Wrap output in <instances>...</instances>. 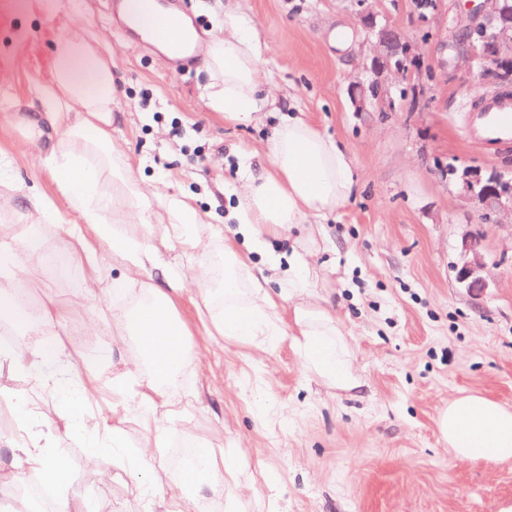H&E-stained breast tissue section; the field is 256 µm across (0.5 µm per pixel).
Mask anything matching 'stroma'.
Returning <instances> with one entry per match:
<instances>
[{
    "mask_svg": "<svg viewBox=\"0 0 512 512\" xmlns=\"http://www.w3.org/2000/svg\"><path fill=\"white\" fill-rule=\"evenodd\" d=\"M201 43L224 33L233 10L253 27L268 95L262 119L225 122L206 106L208 76L201 58L189 73L172 75L155 46L121 34L102 0H75L68 14L45 15L39 0H0V158L13 180L0 184V225L23 224L21 201L36 190L53 205L39 233L48 247L69 233L95 241L96 232L62 197L54 174L33 163L28 137L31 106L54 76L52 47L81 36L112 70V140L132 166L134 180L161 193H179L203 218L199 263L224 260V241L236 226L225 184L238 178L241 152L255 171L268 168L265 144L282 113H303L345 149L358 182L348 203L310 216L267 238V252L287 256L293 242L313 240L310 263L317 295L332 296L354 351L359 386L346 392L310 375L291 334L263 349L212 335L198 293L175 301L196 354V372L181 387L190 403L163 449L157 484L176 479L172 451L204 442L215 457L233 451L247 465L245 512H497L512 502V462L463 463L439 436L440 409L460 392L512 406V215L482 223L479 213L437 170L455 162L486 169L512 159L469 134L479 99L497 89L455 66L459 0H441L419 18L411 0H371V8L405 31L436 70V78L388 113L355 112L349 86L372 52L353 0H175ZM351 32L346 49L337 27ZM480 228L491 291L474 298L455 279L456 244ZM40 276L59 307L49 343L78 336V356L90 362V411L111 420L112 303L89 332L73 303L90 272L71 261L59 278ZM23 402L31 416L56 415L68 394L24 371L0 372V403ZM73 493L86 512H149L130 494L131 469L100 478L85 460L104 442L92 429L55 422Z\"/></svg>",
    "mask_w": 512,
    "mask_h": 512,
    "instance_id": "stroma-1",
    "label": "stroma"
}]
</instances>
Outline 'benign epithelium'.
<instances>
[{
  "label": "benign epithelium",
  "instance_id": "7a95c632",
  "mask_svg": "<svg viewBox=\"0 0 512 512\" xmlns=\"http://www.w3.org/2000/svg\"><path fill=\"white\" fill-rule=\"evenodd\" d=\"M362 16L364 35L374 45V53L364 67L363 76L348 88L356 112H392L396 100L384 82L387 75H403L402 64L413 63L409 77L422 86L423 76L432 66L416 51L414 43L400 29L379 19L367 5L369 0H356ZM458 27L472 29L478 38L456 49L468 64L481 63L480 80L496 87H512V0H481V4L462 13ZM442 177L453 181L460 194L482 216L512 213V169L505 166L493 171L478 166H452L440 170ZM458 261L454 265L456 279L467 291L482 296L493 287L487 274L484 235L478 231L464 234L457 244Z\"/></svg>",
  "mask_w": 512,
  "mask_h": 512
}]
</instances>
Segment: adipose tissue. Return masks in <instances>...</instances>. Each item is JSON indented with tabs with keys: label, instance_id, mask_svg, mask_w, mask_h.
<instances>
[{
	"label": "adipose tissue",
	"instance_id": "obj_1",
	"mask_svg": "<svg viewBox=\"0 0 512 512\" xmlns=\"http://www.w3.org/2000/svg\"><path fill=\"white\" fill-rule=\"evenodd\" d=\"M55 85L47 91V110L34 113L35 133L51 128L55 136L43 144L40 162L56 176L70 207L92 225L99 246L62 243L65 253L82 249L92 272V285L78 303L85 309V325L96 328L102 317L96 308L101 296L119 302L112 310V326L129 337L133 348L117 345L112 354L124 369L112 385L124 404L133 405L147 425L146 439L137 460V477L130 491L147 498L152 485L153 463L169 439L179 415L177 388L194 358L186 342L175 299L197 290L219 336L262 348L275 337L292 330L306 370L341 390L357 385L353 352L340 324L325 306L311 298L317 277L310 266L309 243L293 245L287 271H280L278 257L262 265H248L243 252L261 253L265 241L259 228L275 231L298 224L310 214L339 210L352 196L356 181L351 162L337 141L317 126L297 116H288L275 128L267 143L268 170L253 174L242 164L240 184H225L224 193L236 197L230 213L241 237L225 242L224 272L199 263L189 269L165 263L150 238L127 231L124 217L130 197H138L142 209L134 225L150 223L147 205L153 190L123 180L106 187L105 175L114 168L112 126V72L81 37L70 35L53 45ZM259 52L244 24L235 16L224 18V34L213 39L204 55L209 77L208 106L223 113L230 123L250 124L257 119L263 76ZM173 221L166 236L197 248L201 239L195 228L200 215L177 195H169ZM44 244L34 228L26 235L0 230V323L24 330L28 341L22 348L0 353L8 368L28 372L68 391L74 353L65 345H44L43 328L54 316L50 308L35 304L24 311L21 291L35 287L34 264L42 257ZM118 277H110V267ZM18 425L0 433V447L11 457L22 458L26 468L49 484L62 489L66 472L52 445L51 432L41 421L17 405ZM437 428L452 455L459 461H512V408L477 393H462L449 399L438 414ZM239 459L225 454L216 463L211 449H199L189 480L174 482L156 500L158 512H236L243 501Z\"/></svg>",
	"mask_w": 512,
	"mask_h": 512
}]
</instances>
